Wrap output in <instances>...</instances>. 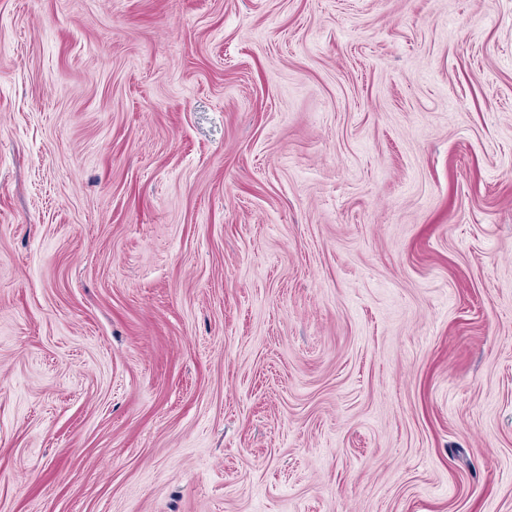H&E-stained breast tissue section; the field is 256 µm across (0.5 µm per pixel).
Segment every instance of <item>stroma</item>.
Returning a JSON list of instances; mask_svg holds the SVG:
<instances>
[{"mask_svg": "<svg viewBox=\"0 0 512 512\" xmlns=\"http://www.w3.org/2000/svg\"><path fill=\"white\" fill-rule=\"evenodd\" d=\"M0 512H512V0H0Z\"/></svg>", "mask_w": 512, "mask_h": 512, "instance_id": "1", "label": "stroma"}]
</instances>
